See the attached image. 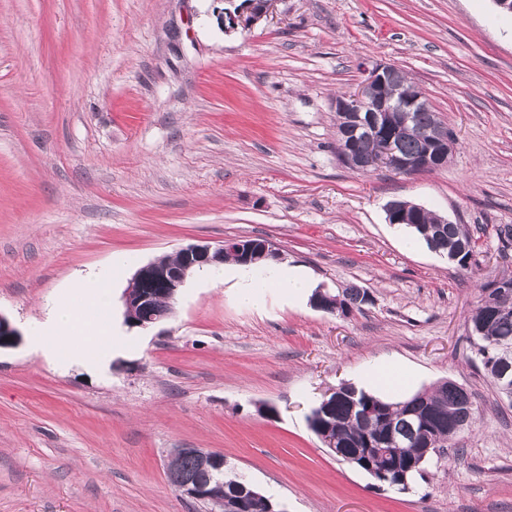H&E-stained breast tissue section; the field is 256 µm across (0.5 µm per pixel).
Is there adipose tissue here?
<instances>
[{
  "mask_svg": "<svg viewBox=\"0 0 512 512\" xmlns=\"http://www.w3.org/2000/svg\"><path fill=\"white\" fill-rule=\"evenodd\" d=\"M213 282L230 284L236 304L243 309L264 310L272 295L292 303L312 298L317 285L301 267L273 263L263 274L244 265L215 264L204 271ZM111 304L110 286L105 281L79 279L71 285V297L55 307L47 321L31 326L33 347L46 360L67 354L74 363L107 364L112 352V326L105 314Z\"/></svg>",
  "mask_w": 512,
  "mask_h": 512,
  "instance_id": "obj_1",
  "label": "adipose tissue"
}]
</instances>
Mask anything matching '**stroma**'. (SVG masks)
<instances>
[{"label":"stroma","instance_id":"1","mask_svg":"<svg viewBox=\"0 0 512 512\" xmlns=\"http://www.w3.org/2000/svg\"><path fill=\"white\" fill-rule=\"evenodd\" d=\"M241 0H0V512H206L170 485L176 448L285 512H512V401L475 357L481 284L512 276V16L493 0H275L225 32ZM394 64L456 136L447 166L360 174L336 154V96ZM400 200L466 225L460 268L407 250ZM264 238L349 314L271 298L237 307L192 276L167 323L129 326L133 272L191 243ZM110 283L112 361L31 349L72 280ZM374 361L470 394L476 421L398 492L310 430L326 394ZM275 0H249L236 12H222L220 19L226 31L249 29L266 16Z\"/></svg>","mask_w":512,"mask_h":512}]
</instances>
